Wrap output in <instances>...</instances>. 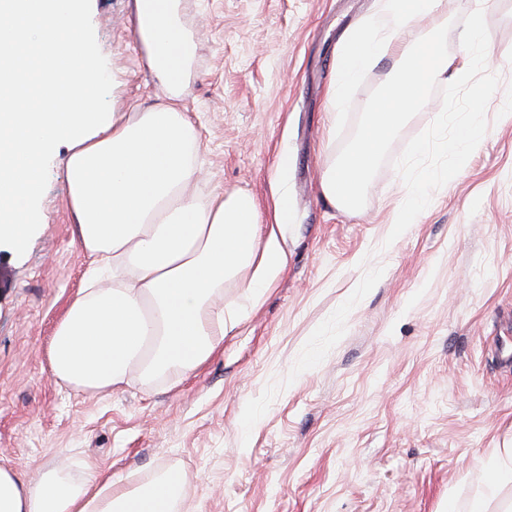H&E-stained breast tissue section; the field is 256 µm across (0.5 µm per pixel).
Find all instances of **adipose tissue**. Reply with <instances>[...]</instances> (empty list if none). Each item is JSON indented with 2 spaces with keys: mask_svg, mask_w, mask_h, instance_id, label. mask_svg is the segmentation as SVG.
<instances>
[{
  "mask_svg": "<svg viewBox=\"0 0 512 512\" xmlns=\"http://www.w3.org/2000/svg\"><path fill=\"white\" fill-rule=\"evenodd\" d=\"M440 2L383 0L378 15L343 37L326 93L331 111L383 59L394 69L354 143L321 180L332 204L356 208L405 116L447 73L448 45L433 22ZM133 15L164 94L149 108L108 113L81 0H0V242L25 251L46 157L67 145V204L88 279L47 356L57 384L91 394L195 371L288 266L287 185L269 224L258 223L248 195L203 202L188 193L199 143L179 100L193 39L179 24L177 0H134ZM427 19L433 25L419 43L403 45L402 31ZM240 273L245 301L224 308L216 297ZM183 487L181 473L166 472L146 486L94 492L63 466L31 483L0 458V512H172Z\"/></svg>",
  "mask_w": 512,
  "mask_h": 512,
  "instance_id": "adipose-tissue-1",
  "label": "adipose tissue"
}]
</instances>
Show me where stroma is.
<instances>
[{"instance_id":"1","label":"stroma","mask_w":512,"mask_h":512,"mask_svg":"<svg viewBox=\"0 0 512 512\" xmlns=\"http://www.w3.org/2000/svg\"><path fill=\"white\" fill-rule=\"evenodd\" d=\"M105 103L161 90L128 0H85ZM380 0H181L194 79L182 107L200 141L192 190L253 196L268 223L287 182L288 267L193 374L108 396L59 387L47 345L86 266L66 204L68 150L44 166L27 249L0 246V457L28 481L64 465L92 487L182 471L174 512H469L512 448V0H442L449 79L469 65L461 19L483 9L500 87L455 181L394 242L406 188L392 163L363 209L333 207L327 164L355 137L391 60L344 111L326 107L342 35ZM287 169H280V157Z\"/></svg>"}]
</instances>
